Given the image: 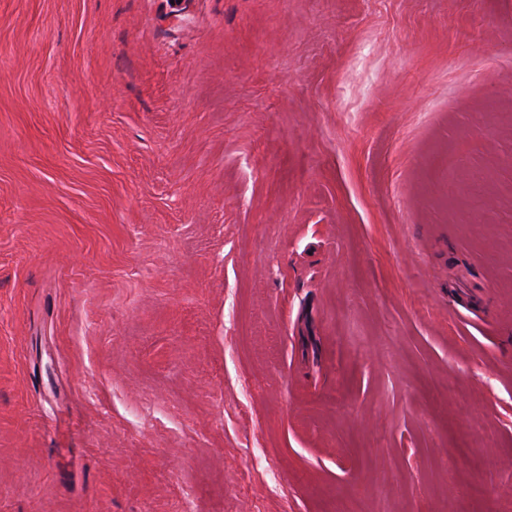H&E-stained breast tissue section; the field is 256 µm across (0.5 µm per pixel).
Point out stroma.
<instances>
[{
	"label": "stroma",
	"mask_w": 512,
	"mask_h": 512,
	"mask_svg": "<svg viewBox=\"0 0 512 512\" xmlns=\"http://www.w3.org/2000/svg\"><path fill=\"white\" fill-rule=\"evenodd\" d=\"M0 512H512V0H0Z\"/></svg>",
	"instance_id": "1"
}]
</instances>
